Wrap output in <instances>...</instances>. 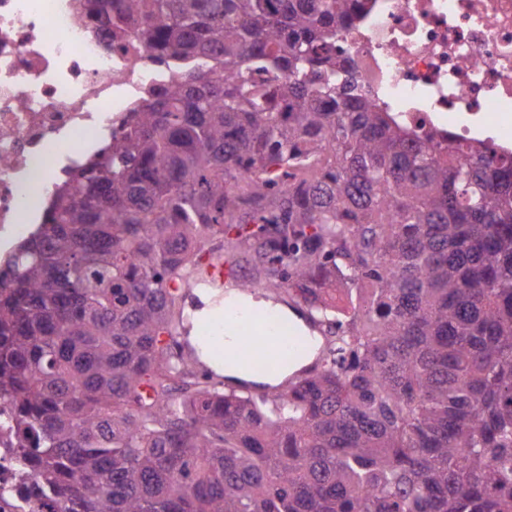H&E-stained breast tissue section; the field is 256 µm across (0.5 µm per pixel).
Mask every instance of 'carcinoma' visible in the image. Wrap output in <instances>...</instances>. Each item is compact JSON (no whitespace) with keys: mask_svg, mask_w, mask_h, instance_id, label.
Returning a JSON list of instances; mask_svg holds the SVG:
<instances>
[{"mask_svg":"<svg viewBox=\"0 0 512 512\" xmlns=\"http://www.w3.org/2000/svg\"><path fill=\"white\" fill-rule=\"evenodd\" d=\"M363 0H118L174 61L0 272V398L62 512H512V164L412 137L336 57ZM220 238L332 329L201 382L170 283ZM345 300L336 303V285Z\"/></svg>","mask_w":512,"mask_h":512,"instance_id":"1","label":"carcinoma"}]
</instances>
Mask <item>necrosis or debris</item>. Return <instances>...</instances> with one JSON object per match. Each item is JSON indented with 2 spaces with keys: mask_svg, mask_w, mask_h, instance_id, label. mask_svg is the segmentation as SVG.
Masks as SVG:
<instances>
[{
  "mask_svg": "<svg viewBox=\"0 0 512 512\" xmlns=\"http://www.w3.org/2000/svg\"><path fill=\"white\" fill-rule=\"evenodd\" d=\"M78 0H0V241L28 234L26 196L50 199L99 140L119 135L169 70L135 38L80 14ZM358 93L412 134L512 153V0H366L338 42ZM18 434L0 400V512L35 495L14 465Z\"/></svg>",
  "mask_w": 512,
  "mask_h": 512,
  "instance_id": "1",
  "label": "necrosis or debris"
}]
</instances>
